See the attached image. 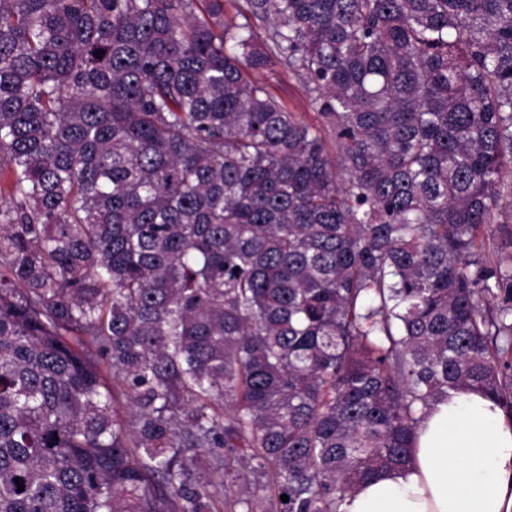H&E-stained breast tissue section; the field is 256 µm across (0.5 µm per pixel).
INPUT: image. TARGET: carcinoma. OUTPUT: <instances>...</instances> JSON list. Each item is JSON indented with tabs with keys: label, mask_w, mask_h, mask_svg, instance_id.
<instances>
[{
	"label": "carcinoma",
	"mask_w": 512,
	"mask_h": 512,
	"mask_svg": "<svg viewBox=\"0 0 512 512\" xmlns=\"http://www.w3.org/2000/svg\"><path fill=\"white\" fill-rule=\"evenodd\" d=\"M0 177V512H340L512 411V0H0ZM257 76L280 97L292 112H300L309 120H315V112L305 94L303 81L299 75L288 73V70L277 62H272L264 69L257 71Z\"/></svg>",
	"instance_id": "obj_1"
}]
</instances>
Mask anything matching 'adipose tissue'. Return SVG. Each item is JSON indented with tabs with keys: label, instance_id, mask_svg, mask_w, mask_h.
I'll return each instance as SVG.
<instances>
[{
	"label": "adipose tissue",
	"instance_id": "ef3b65f1",
	"mask_svg": "<svg viewBox=\"0 0 512 512\" xmlns=\"http://www.w3.org/2000/svg\"><path fill=\"white\" fill-rule=\"evenodd\" d=\"M340 512H512V416L476 391L438 399L410 464L365 481Z\"/></svg>",
	"mask_w": 512,
	"mask_h": 512
}]
</instances>
